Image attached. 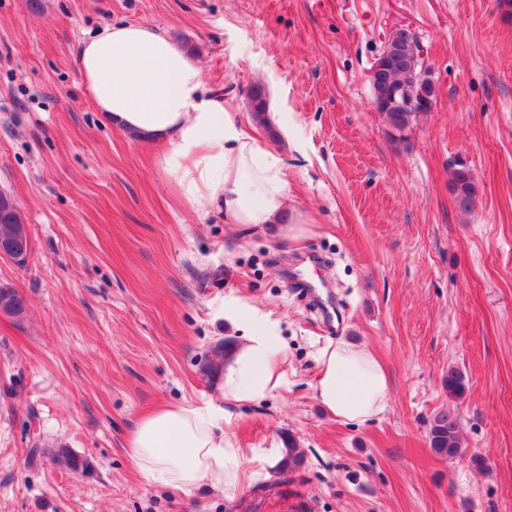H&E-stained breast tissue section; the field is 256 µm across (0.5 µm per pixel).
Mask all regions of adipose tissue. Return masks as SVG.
<instances>
[{
  "label": "adipose tissue",
  "mask_w": 512,
  "mask_h": 512,
  "mask_svg": "<svg viewBox=\"0 0 512 512\" xmlns=\"http://www.w3.org/2000/svg\"><path fill=\"white\" fill-rule=\"evenodd\" d=\"M79 64L87 92L112 126L165 143L158 166L197 213L220 211L228 224L274 225L289 239L307 237L309 226L289 212L282 154L262 146L207 92L199 63L162 28L106 27L82 43ZM229 317L243 341L221 368L225 401L273 396L282 384L278 322L242 302ZM318 360L315 394L332 416L362 424L384 410L388 379L368 347L331 341ZM218 418L214 408L188 403L143 416L128 439L135 466L164 487L235 492L246 477L243 453Z\"/></svg>",
  "instance_id": "1"
}]
</instances>
